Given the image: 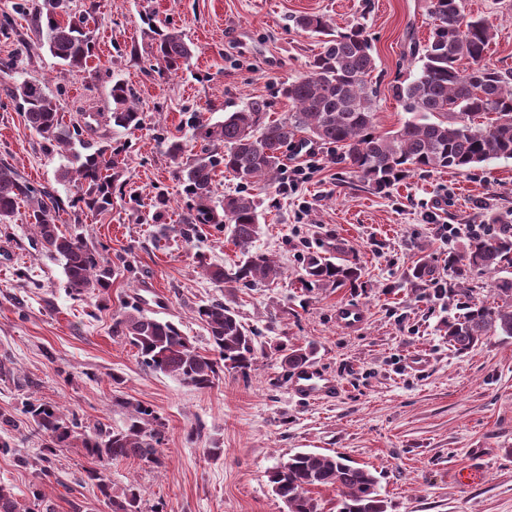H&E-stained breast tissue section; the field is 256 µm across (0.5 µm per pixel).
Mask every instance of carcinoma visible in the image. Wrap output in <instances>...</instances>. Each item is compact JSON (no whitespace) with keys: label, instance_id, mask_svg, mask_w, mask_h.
Returning <instances> with one entry per match:
<instances>
[{"label":"carcinoma","instance_id":"1","mask_svg":"<svg viewBox=\"0 0 512 512\" xmlns=\"http://www.w3.org/2000/svg\"><path fill=\"white\" fill-rule=\"evenodd\" d=\"M430 9L435 27L422 46L420 72L410 82L393 86L395 97L415 117L394 132L383 134L377 128L376 90L370 86L374 58L364 26L335 27L314 14L295 18L297 29L321 37L322 51L305 75L282 88L291 111L272 120L270 104L253 99L227 113L220 124L194 126L195 138L203 146L180 167L185 204L179 232L190 239L200 225L214 224L227 229L241 253L238 263L229 268L207 267L213 283L234 291L282 276L274 258L253 249L262 212L252 190L279 184L283 148L300 133L307 141L333 148L338 163L380 192L418 171L467 172L491 160L512 159V70L483 64L491 41L490 25L466 15L464 0H431ZM14 10L32 16L45 32L48 51L61 65V74L73 77L87 70L96 50L90 14L71 15L68 0H17ZM150 29L153 59L165 72L181 70L193 54L181 33L153 24ZM462 58L470 61L463 72L457 67ZM12 95L22 100L25 125L65 154L68 164L59 169L58 180L78 187L73 206L83 214H100L112 207V199L123 195L125 188L122 164L127 144L89 139L97 115L84 113L65 122L59 106L39 83L17 85ZM111 97L112 112L106 120L128 130L139 128L142 115L128 86L114 83ZM221 167L238 181L240 190L216 205L214 177ZM21 203L28 205L42 247L62 261L67 286L74 294L111 287L116 271L104 247L59 228L62 199L46 186H34L11 165L0 164V224L10 223ZM320 248L303 257L298 277L301 290L309 293L361 284L362 268L348 259L336 234L325 235ZM444 263L454 280L448 298L463 310L445 327L448 343L465 352L491 334L512 337V276L499 278L493 300L476 296L478 278L512 268V230L502 227L471 237L463 251L448 252ZM434 275V264L422 258L412 268L411 285L418 290L429 288L436 284ZM195 316L207 331L209 353L199 351L175 323L150 317L137 306L117 318L112 331L137 349L146 369L197 390L212 388L226 370L247 374L258 359L257 334L219 300L198 306ZM279 352L284 366L296 371L309 361L312 350L283 344ZM113 405L127 414L126 426L116 431L91 429L52 402L27 403L24 412L45 440L48 454L40 458L42 476H52L49 454L53 449L80 448L91 463L84 469V481L105 497L111 512H142L140 494L133 488L112 494L101 466L125 460L160 466L165 423L139 402L116 396ZM267 478L287 512H323L313 491L329 487L338 492L337 512H388L378 476L341 455L298 451L270 470ZM32 497L30 502L23 500L11 487L0 484V512H54L40 489L32 491Z\"/></svg>","mask_w":512,"mask_h":512}]
</instances>
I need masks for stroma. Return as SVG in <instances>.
Segmentation results:
<instances>
[{
  "mask_svg": "<svg viewBox=\"0 0 512 512\" xmlns=\"http://www.w3.org/2000/svg\"><path fill=\"white\" fill-rule=\"evenodd\" d=\"M11 14L13 32L0 36V161L34 184L69 200L77 189L57 182L63 155L51 151L24 124L11 94L37 82L65 119L81 112L110 113L115 81L128 85L140 109V128L101 125L95 140L128 143L126 191L111 210L75 219L61 212L63 229L107 246L125 268L99 295H75L60 261L42 248L19 205L0 224V411L16 419L18 450L39 458L43 441L23 412L26 403L62 405L90 427L119 429L126 413L114 394L150 406L166 425L161 467L127 460L108 466L113 493L140 491L143 512H284L267 484V471L295 451L343 455L375 470L388 512H512V338L489 336L466 352L448 343L444 325L457 316L447 296L418 295L407 275L420 258L438 261L441 282L452 279L442 261L460 251L475 224L512 223V159L471 171L415 173L376 192L344 166L328 146L285 148L281 179L288 191L263 198L261 233L254 247L272 255L283 275L229 293L204 268L232 266L240 250L228 233L205 225L184 240L179 233L182 183L163 140L177 136L188 154L201 150L191 123L223 121L225 113L261 98L272 117L287 112L284 85L304 74L321 46L297 30L296 16L319 14L344 27L364 24L378 81L377 125L410 120L392 85L410 81L420 62L410 53L428 40L435 21L430 0H71L73 14L98 21L89 71L64 78L28 15ZM467 15L494 27L484 63L512 69V0H480ZM173 27L193 49L175 75L153 70L151 26ZM304 178H297L296 170ZM168 202L159 223H144L156 199ZM453 225L442 235L440 225ZM344 239L361 267L359 288L297 286L302 258L325 234ZM232 307L255 330L262 353L248 375L222 373L213 388L197 390L148 371L135 348L113 335L125 306L177 324L201 352L210 345L195 309L213 300ZM344 304L358 307L361 324L336 322ZM309 346L313 367L343 386L333 401H303L291 391V371L280 345ZM121 384H114V377ZM89 461L78 448L54 455L53 481L39 483L30 468L0 455V483L27 499L40 486L55 512H111L97 488L84 483Z\"/></svg>",
  "mask_w": 512,
  "mask_h": 512,
  "instance_id": "obj_1",
  "label": "stroma"
}]
</instances>
